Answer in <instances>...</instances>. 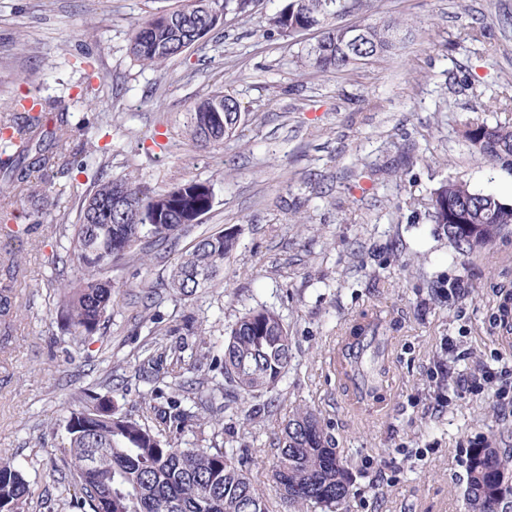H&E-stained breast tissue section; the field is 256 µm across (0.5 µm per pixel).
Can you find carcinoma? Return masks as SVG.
Instances as JSON below:
<instances>
[{
  "mask_svg": "<svg viewBox=\"0 0 512 512\" xmlns=\"http://www.w3.org/2000/svg\"><path fill=\"white\" fill-rule=\"evenodd\" d=\"M259 0H181L139 24L129 54L141 65H158L205 44L229 15L249 16ZM377 0H286L266 18L267 38L291 37L299 29L319 32L320 41L302 47L295 66L303 71L335 73L395 50L402 27L377 16ZM359 13L354 25L339 22ZM23 112H0V193L17 190L25 200L48 196L52 180L76 167L89 185L80 195L77 220L59 224L39 206L19 214L0 209V229L21 236L28 227L49 224L58 250L50 275L34 288L49 290L58 327L81 349L112 322L118 274L147 265L148 252L169 246L176 253L164 287L190 297L224 284V262L237 249L239 233L203 235L179 249V241L212 206L211 184L181 179L158 190H146L126 177L105 179L102 166L69 151L66 113L47 119L41 100L29 96ZM248 112L230 93L218 88L181 113L179 129L198 149L221 147L243 132ZM484 123H470L464 138L487 161L512 158V126L496 125L491 137ZM429 223L443 235L456 232L455 251L469 257L481 252L512 226V201L477 191L462 181L443 179L430 193L425 210ZM479 224L477 233L450 224ZM22 297L13 288L0 290V334L14 331ZM379 320L365 312L349 330L364 345ZM220 366L225 384L196 389L192 405L152 391L142 395L141 414L119 410L114 398L89 383L70 397L64 430L69 466L76 479L74 502L92 512H270L268 493L249 476L253 458L246 448L223 445L224 407L230 401L249 405L250 421L273 407L277 388L292 359V337L281 315L264 305L239 313L220 341L207 339L202 326H191ZM157 421L152 426L149 421ZM193 434V441L186 440ZM270 478L273 490L294 509L314 504L336 512L354 485L352 468L316 414L299 408L281 421L275 433ZM512 478V454L487 440L470 449L465 501L467 512H494L493 494ZM29 493L22 471L0 459V512H23Z\"/></svg>",
  "mask_w": 512,
  "mask_h": 512,
  "instance_id": "cac0c4a2",
  "label": "carcinoma"
}]
</instances>
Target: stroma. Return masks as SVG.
<instances>
[{
	"instance_id": "1",
	"label": "stroma",
	"mask_w": 512,
	"mask_h": 512,
	"mask_svg": "<svg viewBox=\"0 0 512 512\" xmlns=\"http://www.w3.org/2000/svg\"><path fill=\"white\" fill-rule=\"evenodd\" d=\"M174 4L0 0V109L32 91L55 112L95 89L92 106L69 112L76 149L94 151L86 129L104 120L106 178L126 176L151 189L181 178L212 184L213 207L181 246L239 229L223 287L176 296L162 285L170 258L157 254L148 268L124 273L128 286L111 326L81 350L49 331L44 296L27 301L13 335L0 342V457L25 473L24 512H74L63 420L76 388L111 385L121 411L134 414L150 387L223 382L207 345L184 324L202 322L217 340L239 312L261 304L280 313L293 338L276 418L315 410L357 471L347 512H466L468 452L489 437L512 449V403L488 390L455 394L434 408L433 373L451 338L469 357L449 371L486 362L512 367V350L495 338L499 287L512 284V231L464 259L428 223L424 205L445 178L512 201V162L481 159L462 136L468 122L512 124V112L495 106L503 84H512V0H380L381 14L403 25L401 48L330 75L293 65L315 34L264 37L266 17L285 0L227 16L205 49L158 67L134 62L128 44L138 22ZM473 29L480 41L464 40ZM221 87L250 114L240 138L196 151L175 135L166 150H140L159 119L175 122ZM85 181L75 169L55 177L54 219L75 221ZM52 250L47 227L19 237L0 231V286L11 284L14 262L20 281L45 278ZM143 279L156 285L148 300L137 287ZM456 279L469 295L430 299L435 282ZM375 309L386 320L389 371L377 399L355 406L336 381V338ZM156 329L180 347V363L160 349L145 359ZM146 361L148 374L136 373ZM244 415L240 404L225 410L224 445L251 451L264 486L273 420Z\"/></svg>"
}]
</instances>
